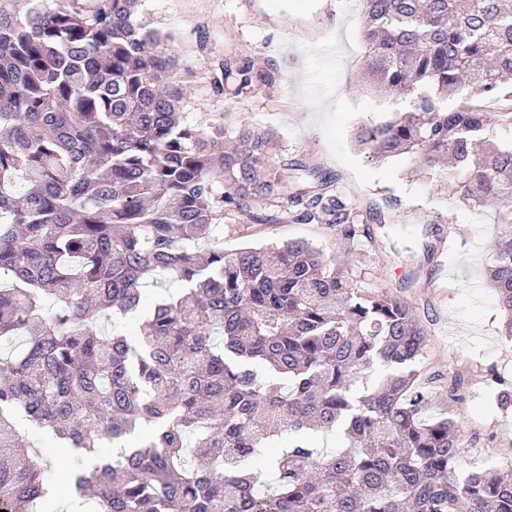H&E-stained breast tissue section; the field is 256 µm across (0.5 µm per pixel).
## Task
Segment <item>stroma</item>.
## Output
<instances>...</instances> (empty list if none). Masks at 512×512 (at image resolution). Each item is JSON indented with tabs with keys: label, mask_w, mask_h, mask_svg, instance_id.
I'll return each mask as SVG.
<instances>
[{
	"label": "stroma",
	"mask_w": 512,
	"mask_h": 512,
	"mask_svg": "<svg viewBox=\"0 0 512 512\" xmlns=\"http://www.w3.org/2000/svg\"><path fill=\"white\" fill-rule=\"evenodd\" d=\"M149 27L168 35L188 123L272 133L275 161L306 163L334 177L332 189L358 212L383 207L385 221L362 224L354 239L340 228L296 224L281 195L270 224L240 213L221 224L225 248L301 239L342 254L358 288L404 300L429 338L417 362L433 397L430 415L448 412L470 469L512 461V342L485 269L497 247V215L473 209L415 175L413 157L380 160L355 142L361 124L402 109L365 79L360 0H142ZM332 38L337 48L323 54ZM248 66L252 83L218 91L224 58Z\"/></svg>",
	"instance_id": "stroma-1"
}]
</instances>
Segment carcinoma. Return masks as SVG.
Returning <instances> with one entry per match:
<instances>
[{"mask_svg":"<svg viewBox=\"0 0 512 512\" xmlns=\"http://www.w3.org/2000/svg\"><path fill=\"white\" fill-rule=\"evenodd\" d=\"M361 2L367 78L406 110L356 141L495 209L487 277L511 339L512 112L494 131L483 104L512 99V0ZM138 6L0 0V512H57L17 413L61 448L120 444L66 471L95 512H512V464L465 468L453 416L427 415V333L406 302L304 240L211 238L238 213L268 222L273 136L245 128L229 146L223 124L187 123ZM219 70L221 89L252 81ZM284 167L308 176L289 187L292 221L354 239L333 176ZM160 276L181 291L144 295Z\"/></svg>","mask_w":512,"mask_h":512,"instance_id":"1","label":"carcinoma"}]
</instances>
